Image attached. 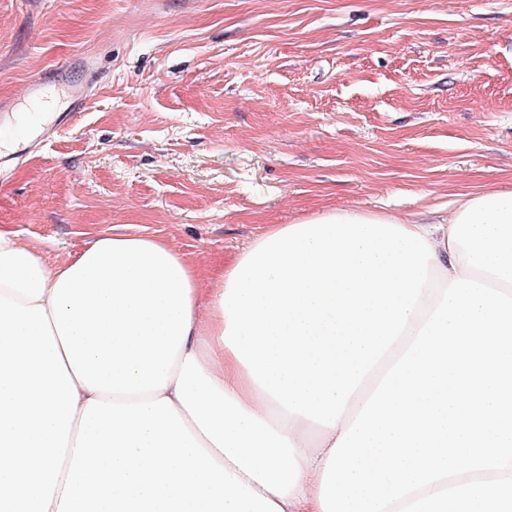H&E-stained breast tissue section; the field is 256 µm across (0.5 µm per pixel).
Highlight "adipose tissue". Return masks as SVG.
Returning a JSON list of instances; mask_svg holds the SVG:
<instances>
[{
  "instance_id": "ef3b65f1",
  "label": "adipose tissue",
  "mask_w": 512,
  "mask_h": 512,
  "mask_svg": "<svg viewBox=\"0 0 512 512\" xmlns=\"http://www.w3.org/2000/svg\"><path fill=\"white\" fill-rule=\"evenodd\" d=\"M373 218L424 236L440 284L512 298V190ZM229 277L159 237L102 233L50 266L0 231V512H322L332 446L436 304L422 291L330 428L288 413L225 345Z\"/></svg>"
}]
</instances>
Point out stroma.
Returning a JSON list of instances; mask_svg holds the SVG:
<instances>
[{
	"mask_svg": "<svg viewBox=\"0 0 512 512\" xmlns=\"http://www.w3.org/2000/svg\"><path fill=\"white\" fill-rule=\"evenodd\" d=\"M82 59V115L0 169L50 265L115 232L211 276L273 224L512 188V0H0L1 102Z\"/></svg>",
	"mask_w": 512,
	"mask_h": 512,
	"instance_id": "1",
	"label": "stroma"
}]
</instances>
